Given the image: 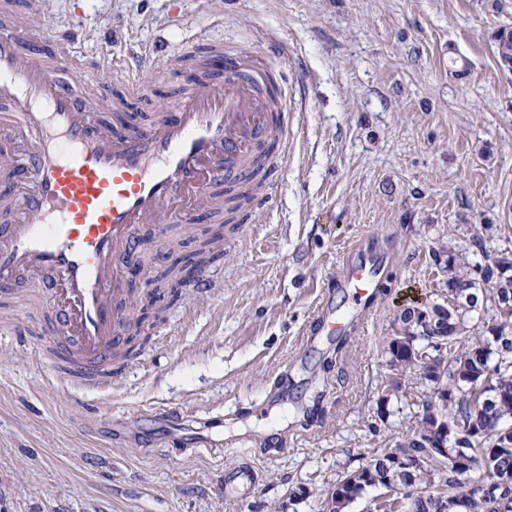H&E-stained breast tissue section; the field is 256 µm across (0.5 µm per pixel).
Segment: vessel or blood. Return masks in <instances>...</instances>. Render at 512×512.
Listing matches in <instances>:
<instances>
[{"instance_id": "obj_1", "label": "vessel or blood", "mask_w": 512, "mask_h": 512, "mask_svg": "<svg viewBox=\"0 0 512 512\" xmlns=\"http://www.w3.org/2000/svg\"><path fill=\"white\" fill-rule=\"evenodd\" d=\"M219 68L201 62L203 85L145 130L107 124L102 105L64 87L26 29L0 26V137L25 139L0 159V288L40 281L53 317L43 330L57 378L68 390L112 388L113 348L126 332L122 267L143 225L161 214L191 224L202 207L221 223L214 196L241 188L264 163L272 123V64L215 43ZM378 269L345 261L342 280L371 304Z\"/></svg>"}]
</instances>
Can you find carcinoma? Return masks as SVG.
Masks as SVG:
<instances>
[{"label": "carcinoma", "mask_w": 512, "mask_h": 512, "mask_svg": "<svg viewBox=\"0 0 512 512\" xmlns=\"http://www.w3.org/2000/svg\"><path fill=\"white\" fill-rule=\"evenodd\" d=\"M495 44L501 61H512V31H501ZM250 200V193L228 199L224 223L204 230L198 248L177 254L154 280L144 297L143 315L129 322L130 348L146 344L145 312L155 293L181 279L187 266H202L221 255L215 245L235 230L232 213ZM490 240L476 235L469 243L440 248L434 262L448 266V292L428 313L438 332L418 327L411 311L401 312L399 328L388 341V373L378 415L389 402L408 398L417 379L426 392L406 414L407 432L393 448H376L365 464L337 476L327 493L324 512H346L369 489L392 483L369 500L370 512H440L443 500L461 502L463 512H500L499 501L512 502V257L505 254L484 265L470 255L487 253ZM488 384L484 406L471 403L474 384ZM448 425V447H432L431 433ZM414 460L411 471L397 475L386 469L396 455Z\"/></svg>", "instance_id": "1"}]
</instances>
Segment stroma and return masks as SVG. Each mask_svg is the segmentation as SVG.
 Listing matches in <instances>:
<instances>
[{
    "label": "stroma",
    "mask_w": 512,
    "mask_h": 512,
    "mask_svg": "<svg viewBox=\"0 0 512 512\" xmlns=\"http://www.w3.org/2000/svg\"><path fill=\"white\" fill-rule=\"evenodd\" d=\"M48 51L76 27L83 53L123 57L100 89L139 128L200 83L186 65L144 75L165 46L202 59L284 45L288 166L246 205L208 268L217 285L164 293L150 339L108 396L76 399L39 337L0 340V512H322L344 467L401 441L377 416L387 345L407 306L435 300L441 245L490 234L512 252V65L495 54L512 0H6ZM384 257L370 310L340 285L354 252ZM338 327L318 334L320 310ZM336 363L326 373V360ZM182 405L189 416H167ZM93 421L97 434L81 429ZM209 439L210 455L157 444ZM312 489L297 501L293 491Z\"/></svg>",
    "instance_id": "stroma-1"
}]
</instances>
